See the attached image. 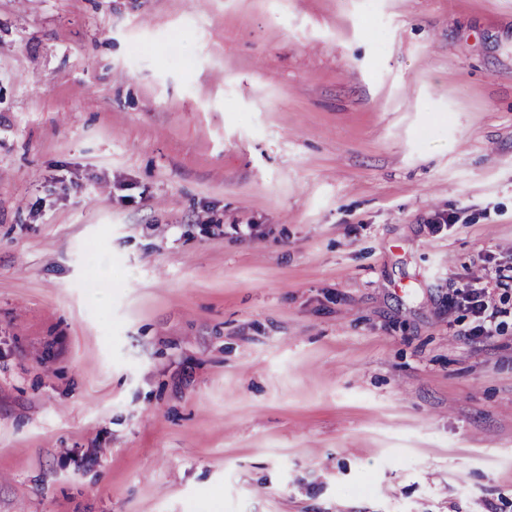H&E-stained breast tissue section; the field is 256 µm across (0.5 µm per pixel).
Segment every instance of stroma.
Here are the masks:
<instances>
[{
	"mask_svg": "<svg viewBox=\"0 0 512 512\" xmlns=\"http://www.w3.org/2000/svg\"><path fill=\"white\" fill-rule=\"evenodd\" d=\"M509 267L512 0H0V512H512ZM512 281V275L496 274L494 283L487 280L484 284L468 288L460 294L457 304L471 312L475 317L476 325L471 328L468 335L472 338L491 339L499 336V325L496 323L497 307L493 300L495 288H501L504 281Z\"/></svg>",
	"mask_w": 512,
	"mask_h": 512,
	"instance_id": "stroma-1",
	"label": "stroma"
}]
</instances>
